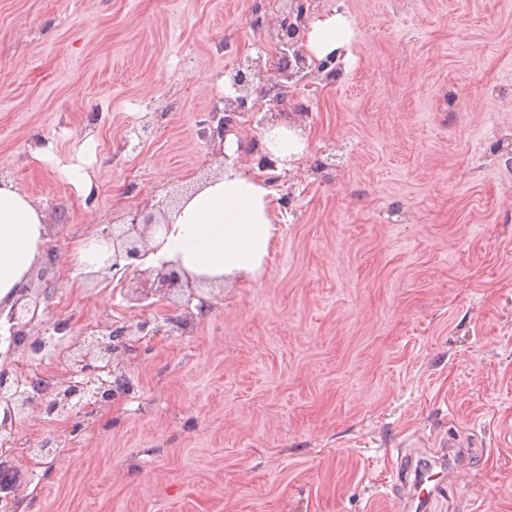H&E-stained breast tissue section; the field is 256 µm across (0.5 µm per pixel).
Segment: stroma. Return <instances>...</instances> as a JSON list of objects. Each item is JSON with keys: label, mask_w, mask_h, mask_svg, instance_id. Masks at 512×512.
I'll return each instance as SVG.
<instances>
[{"label": "stroma", "mask_w": 512, "mask_h": 512, "mask_svg": "<svg viewBox=\"0 0 512 512\" xmlns=\"http://www.w3.org/2000/svg\"><path fill=\"white\" fill-rule=\"evenodd\" d=\"M307 6L350 15V56L278 104L306 148L273 185L264 273L134 308L71 253L223 173L200 123L238 59L275 69L284 4L0 0V178L43 207L58 251L27 332L160 328L112 359L134 394L87 391L0 449L19 512H397L399 441L449 429L472 464L429 512H512V0ZM73 163L97 174L94 200ZM47 435L59 457L33 455ZM66 175L70 183L86 197L98 189L93 173L81 165L68 166Z\"/></svg>", "instance_id": "obj_1"}]
</instances>
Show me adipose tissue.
<instances>
[{
    "label": "adipose tissue",
    "mask_w": 512,
    "mask_h": 512,
    "mask_svg": "<svg viewBox=\"0 0 512 512\" xmlns=\"http://www.w3.org/2000/svg\"><path fill=\"white\" fill-rule=\"evenodd\" d=\"M352 36L348 14H314L304 47L322 60L342 54ZM259 148L282 175L305 150L300 128L280 120L262 127ZM228 157L221 176L185 197L149 241L144 267H174L206 281L257 280L265 270L280 222L267 179L240 162V140L224 138ZM50 228L38 203L10 179L0 180V306L10 307L35 266L47 260Z\"/></svg>",
    "instance_id": "obj_1"
}]
</instances>
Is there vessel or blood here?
<instances>
[{
    "mask_svg": "<svg viewBox=\"0 0 512 512\" xmlns=\"http://www.w3.org/2000/svg\"><path fill=\"white\" fill-rule=\"evenodd\" d=\"M400 454L406 460L396 470L397 480L404 488L403 512H426L440 492L468 468L470 459L468 443L454 432L429 453L418 450L411 440H402Z\"/></svg>",
    "mask_w": 512,
    "mask_h": 512,
    "instance_id": "1",
    "label": "vessel or blood"
}]
</instances>
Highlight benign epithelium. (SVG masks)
<instances>
[{
    "label": "benign epithelium",
    "mask_w": 512,
    "mask_h": 512,
    "mask_svg": "<svg viewBox=\"0 0 512 512\" xmlns=\"http://www.w3.org/2000/svg\"><path fill=\"white\" fill-rule=\"evenodd\" d=\"M292 5L284 10L277 30L274 32L279 46L284 48V56L289 61V67H277L279 88H285V83L298 81L307 71L327 70L336 58L328 57L321 61L308 63V55L302 46L303 34L308 25V9L305 0H290ZM231 85L240 93L239 103L243 104L251 95L255 81L263 80V69L260 61L250 58L239 60L238 67L230 76ZM239 113L224 112L220 115L214 113L200 124L202 138L215 142L224 141V135L236 123ZM162 220L156 214L135 210L128 215V219L102 232L103 238L112 245V254L105 261L104 266L96 272L90 273L92 277H121V283L127 285L128 298L131 302L141 304L153 297L165 298L173 291L189 288L192 279L185 273L174 268L153 270L139 269L138 261L148 254V238L150 232L161 226ZM31 285L20 288V295L9 312L0 310V319H6L8 331L12 336L25 335V329L37 318L40 304L31 298ZM151 322L141 319L136 322H124L120 325H110L104 328L102 337L89 336L85 331L75 330L74 324L69 321H49L50 333L53 342L46 344L35 351L42 358H49L55 352L68 348L73 351L72 369L61 378H52L55 382L54 390L57 393V404L47 409L39 392L28 390L19 391L15 398H7L3 412L0 413V434L12 435L30 409L39 406L45 409L48 416L61 415L71 407L72 397L66 394L71 378L79 375L83 387L101 379V373L112 369V357L121 350L132 346L131 336H149Z\"/></svg>",
    "instance_id": "7a95c632"
}]
</instances>
